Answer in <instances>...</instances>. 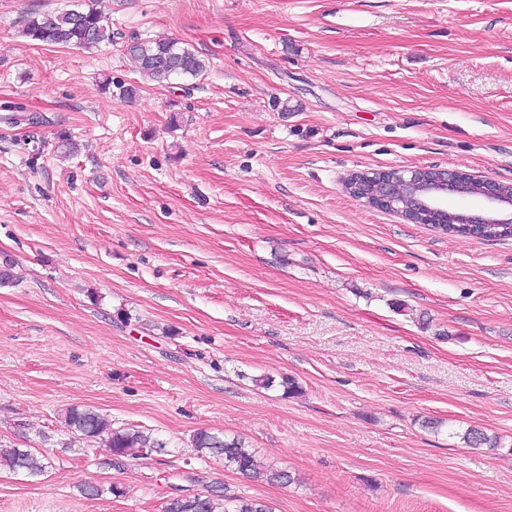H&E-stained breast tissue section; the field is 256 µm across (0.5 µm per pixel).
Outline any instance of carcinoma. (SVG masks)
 <instances>
[{
	"mask_svg": "<svg viewBox=\"0 0 512 512\" xmlns=\"http://www.w3.org/2000/svg\"><path fill=\"white\" fill-rule=\"evenodd\" d=\"M75 17L68 19L63 13L32 14L24 22L21 34L38 45L91 49L103 43H112V29L94 3L86 2L74 9ZM126 55L134 70L141 76L159 83L177 78H197L206 71V61L188 46L174 38L133 39L126 47ZM482 240L512 238V224H489L478 235ZM63 421L79 442H94L106 451L103 464L119 468L124 459L137 453L150 455L166 443L141 430L112 427V420L88 406L73 405L65 409ZM460 439L471 448L501 447L500 438L470 428ZM194 450L201 457L213 455L224 458V469L242 474L258 482L288 484L291 475L269 465L263 466L256 452L245 442L228 439L208 430L197 431L192 438ZM50 467L48 458L30 448L0 445V470L15 475L39 477ZM163 512H272L264 501L238 495H228L217 486L205 495L176 496L170 498Z\"/></svg>",
	"mask_w": 512,
	"mask_h": 512,
	"instance_id": "1",
	"label": "carcinoma"
}]
</instances>
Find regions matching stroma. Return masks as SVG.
I'll return each mask as SVG.
<instances>
[{
    "label": "stroma",
    "mask_w": 512,
    "mask_h": 512,
    "mask_svg": "<svg viewBox=\"0 0 512 512\" xmlns=\"http://www.w3.org/2000/svg\"><path fill=\"white\" fill-rule=\"evenodd\" d=\"M73 2L0 0V103L31 116L0 121V444L51 461L0 471V512H163L216 485L272 512H512V238L343 189L421 166L512 184V0H94L112 43L22 36ZM134 36L207 70L144 80ZM73 405L168 448L102 465ZM201 429L296 483L198 457Z\"/></svg>",
    "instance_id": "stroma-1"
}]
</instances>
